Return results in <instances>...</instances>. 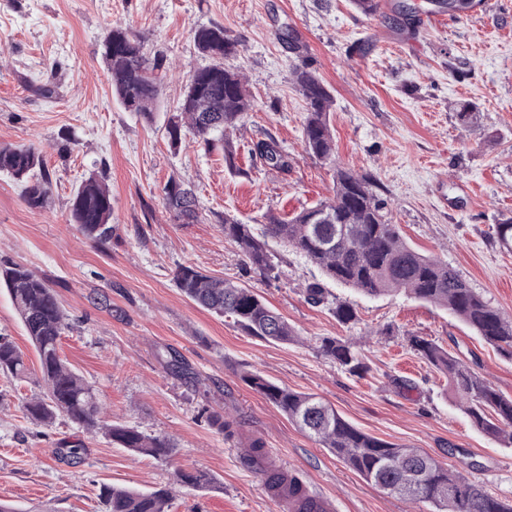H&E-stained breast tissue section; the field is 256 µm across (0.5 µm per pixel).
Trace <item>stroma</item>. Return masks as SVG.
I'll return each instance as SVG.
<instances>
[{
    "mask_svg": "<svg viewBox=\"0 0 512 512\" xmlns=\"http://www.w3.org/2000/svg\"><path fill=\"white\" fill-rule=\"evenodd\" d=\"M116 23L142 33L150 55L165 61L153 121L113 96L102 41ZM214 23L239 41L235 64L254 102L231 135L230 166L222 150L189 136L171 148L166 132L189 70L208 63L194 32ZM290 37L300 51L289 49ZM306 59L334 97L332 163L304 150L306 103L292 71ZM466 103L472 112L463 120ZM270 138L291 157L289 171L255 158V144ZM0 146L40 152L52 181L34 207L0 173V265L22 264L56 291L70 323L60 355L95 387L111 420L177 445L171 458L155 459L64 417L49 426L30 420L24 403L44 392L39 358L1 286L0 336L28 368L22 378L0 375V500L15 512H98L105 484L174 487L168 512H277L265 473L242 458L254 438L269 465L291 464L337 512H430L366 483L307 437L244 382L251 372L316 395L361 430L442 464L460 466L457 454L466 452L463 475L512 501V444L473 427L447 378L409 339L434 341L512 397L511 358L449 311L402 292L359 295L275 239V276L242 275L221 229L227 215L258 225L267 212L289 216L330 198L335 166L369 172L403 238L512 317V252L495 234L512 218V0L479 16L440 13L428 0H381L373 17L352 0H0ZM93 172L112 193L114 231L104 245L70 222L74 190ZM173 179L192 185L197 222L167 208L163 188ZM182 266L244 280L298 341L267 342L201 310L175 284ZM314 282L326 288L318 304L305 291ZM344 302L355 314L347 324L335 314ZM323 337L357 343L366 372L321 355ZM210 412L231 423L233 436L208 423ZM71 442L81 455L61 457ZM179 470L206 472L213 483L175 486Z\"/></svg>",
    "mask_w": 512,
    "mask_h": 512,
    "instance_id": "stroma-1",
    "label": "stroma"
}]
</instances>
